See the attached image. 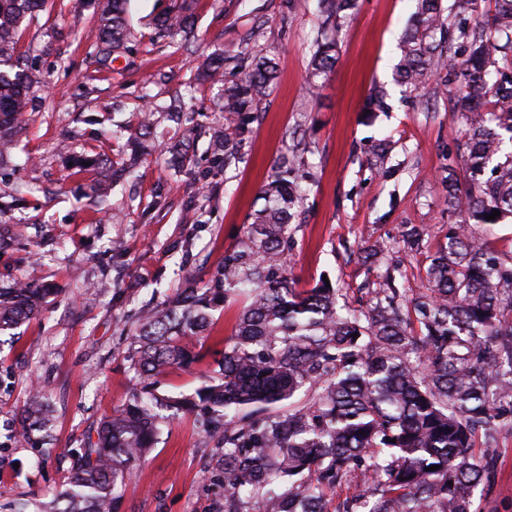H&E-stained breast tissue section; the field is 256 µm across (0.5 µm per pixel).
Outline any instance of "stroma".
I'll use <instances>...</instances> for the list:
<instances>
[{
    "mask_svg": "<svg viewBox=\"0 0 512 512\" xmlns=\"http://www.w3.org/2000/svg\"><path fill=\"white\" fill-rule=\"evenodd\" d=\"M181 0H130V50L100 68L98 21L84 0H44L18 32L21 61H35V100L10 154L0 158V196L25 193L0 215V287L25 281L56 294L43 311L0 335V512L28 501L30 512L63 489L76 450L126 399V359L139 314L161 305L188 278H208L259 208L258 194L283 154L296 159L304 188L290 227L289 274L298 287L328 279L340 303L371 304L386 277L406 297L424 290L425 270L459 216L445 202L449 168L459 167L462 125L452 116L455 85L438 80L412 91L394 82L399 38L416 0H357L335 31V69L308 85L311 41L323 17L318 0L282 9V0H193L190 42L160 39L153 18ZM257 49L276 59L279 78L261 102L235 160L208 149L226 121L220 89L195 83V65L224 51ZM386 95L380 112L368 98ZM180 95L193 122L160 121L159 143L106 202L91 196L98 168L74 174L73 157L124 159L113 121H129L146 96ZM192 140L181 172L166 143ZM416 229L418 250L402 233ZM386 247L382 264L368 248ZM239 310L216 311L202 336L203 359L161 380L160 394L192 393L224 354ZM49 398L53 443L20 441L32 383ZM495 468L472 494L473 512H512V431L484 451ZM224 501L218 437L186 414L163 425L158 442L128 481L121 512H216Z\"/></svg>",
    "mask_w": 512,
    "mask_h": 512,
    "instance_id": "35a3bbf8",
    "label": "stroma"
}]
</instances>
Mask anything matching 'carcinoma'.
<instances>
[{
  "label": "carcinoma",
  "mask_w": 512,
  "mask_h": 512,
  "mask_svg": "<svg viewBox=\"0 0 512 512\" xmlns=\"http://www.w3.org/2000/svg\"><path fill=\"white\" fill-rule=\"evenodd\" d=\"M42 0H0V155L12 148L29 110L33 80L16 57V36ZM127 0H106L99 16L100 61L130 41ZM356 0H321L337 28ZM192 15L155 19L159 36L190 37ZM447 21L442 0H418L401 38L396 82L412 91L427 72H445L433 95L458 85L454 116L466 127V190L448 173V209L462 223L448 230L425 270L426 292L402 308L390 286L367 310L339 304L321 281L298 289L288 275L286 243L302 197L281 156L260 191L262 204L224 262L206 280L188 281L169 302L143 314L128 351L133 371L127 399L113 408L72 462L66 488L45 512H120L126 482L155 447L161 426L200 412L222 433L224 512H471V492L488 474L476 453L512 430V264L496 255L478 227L512 219V0H495L491 19L461 32L465 56L453 67L434 32ZM337 44L317 42L310 87L336 66ZM277 63L259 52L210 56L195 81L223 88L229 114L211 142L228 161L237 137L277 79ZM151 104L119 127L129 176L149 150L157 126ZM500 211L489 220L487 215ZM51 288H0V334L34 318ZM246 295L224 360L194 394L157 393L159 378L201 358L199 337L214 312ZM22 437H51L45 393L33 387ZM436 465L438 469L428 470ZM359 480L363 489L329 509L328 492Z\"/></svg>",
  "instance_id": "1"
}]
</instances>
